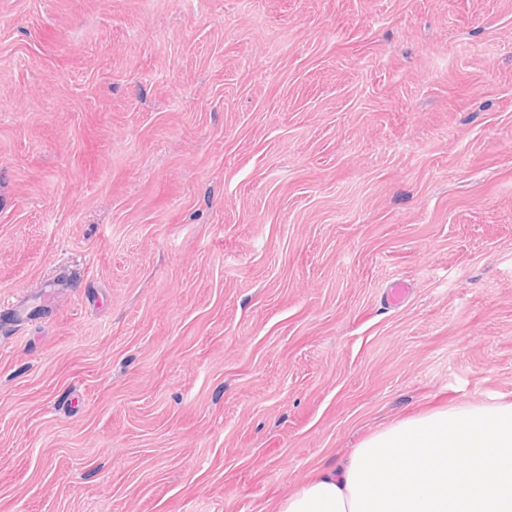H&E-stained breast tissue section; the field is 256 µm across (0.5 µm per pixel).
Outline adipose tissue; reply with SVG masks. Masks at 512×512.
<instances>
[{"label": "adipose tissue", "mask_w": 512, "mask_h": 512, "mask_svg": "<svg viewBox=\"0 0 512 512\" xmlns=\"http://www.w3.org/2000/svg\"><path fill=\"white\" fill-rule=\"evenodd\" d=\"M276 512H512V401L395 421L313 470Z\"/></svg>", "instance_id": "1"}]
</instances>
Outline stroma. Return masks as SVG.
I'll list each match as a JSON object with an SVG mask.
<instances>
[{
    "mask_svg": "<svg viewBox=\"0 0 512 512\" xmlns=\"http://www.w3.org/2000/svg\"><path fill=\"white\" fill-rule=\"evenodd\" d=\"M498 395L512 0H0V512H271Z\"/></svg>",
    "mask_w": 512,
    "mask_h": 512,
    "instance_id": "35a3bbf8",
    "label": "stroma"
}]
</instances>
